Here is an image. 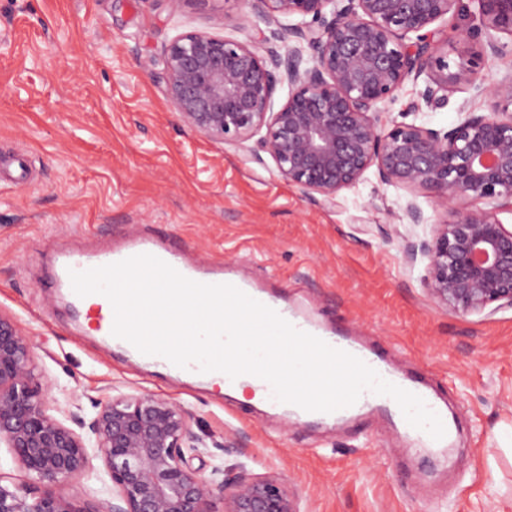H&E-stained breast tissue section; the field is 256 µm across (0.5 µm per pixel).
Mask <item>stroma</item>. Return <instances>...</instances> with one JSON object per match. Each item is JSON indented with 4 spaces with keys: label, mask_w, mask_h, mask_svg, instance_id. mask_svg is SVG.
I'll return each instance as SVG.
<instances>
[{
    "label": "stroma",
    "mask_w": 512,
    "mask_h": 512,
    "mask_svg": "<svg viewBox=\"0 0 512 512\" xmlns=\"http://www.w3.org/2000/svg\"><path fill=\"white\" fill-rule=\"evenodd\" d=\"M263 26L245 0H0V312L31 341L47 408L69 399L89 417L106 396L170 399L206 445L194 470L277 473L300 512H512V309L446 310L426 257L406 254L444 211L420 192L424 223H393L407 193L372 176L332 204L308 197L272 160L179 121L165 45ZM151 230L381 350L398 376L425 374L461 438L433 453L377 408L303 422L111 348L48 288L55 257Z\"/></svg>",
    "instance_id": "stroma-1"
}]
</instances>
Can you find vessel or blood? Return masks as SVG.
Instances as JSON below:
<instances>
[{
    "mask_svg": "<svg viewBox=\"0 0 512 512\" xmlns=\"http://www.w3.org/2000/svg\"><path fill=\"white\" fill-rule=\"evenodd\" d=\"M140 254L154 255L172 266L186 278L196 282L221 284L225 281L223 270L209 269L189 264L179 249L151 238H143L120 249L112 248L111 245L106 244L90 251L69 250L62 252L58 257L54 270L53 285L55 288L69 291V300L75 307L82 310L86 309L87 305H90L88 298L72 294L70 291V271H84L90 268L116 263ZM249 295L253 299L275 310L296 329L315 336L321 335L318 327L300 319L296 314L289 311L286 306L280 304L272 294L253 289L250 290ZM94 307L98 332L103 336L109 337L113 347L119 348L131 355L135 354L136 349L133 345L123 339L114 337L112 334L114 311L110 301L104 297L100 298L98 304L94 305ZM323 337L325 342L330 346L346 351L361 359L368 366L373 368L382 379L389 382L395 380L392 372L385 366L381 355L375 349L363 346L347 336L328 334L323 335ZM375 403L383 404L392 409L397 406L396 401L390 396L380 395L367 390L362 393L355 404L333 411L332 417L333 419L339 420L345 416L360 412Z\"/></svg>",
    "mask_w": 512,
    "mask_h": 512,
    "instance_id": "vessel-or-blood-1",
    "label": "vessel or blood"
}]
</instances>
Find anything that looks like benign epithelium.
<instances>
[{"label":"benign epithelium","instance_id":"benign-epithelium-1","mask_svg":"<svg viewBox=\"0 0 512 512\" xmlns=\"http://www.w3.org/2000/svg\"><path fill=\"white\" fill-rule=\"evenodd\" d=\"M266 29L241 41L188 31L164 49L163 80L181 121L220 144L256 140L278 175L328 202L373 173L412 195L393 215L422 224L413 194L426 191L452 216L407 245L428 260L425 283L461 315L512 308V72L476 84L484 51L512 37V0H468L485 46L451 70L438 22L459 0H245ZM423 80L405 115L385 117L403 86ZM474 87L483 105L435 129L422 107ZM28 335L0 313V444L33 475L19 486L0 475V512H298L277 475L213 470L204 479L186 454L200 453L191 415L149 393L98 404L82 434L50 415ZM101 453L112 500L80 503L57 489L92 470Z\"/></svg>","mask_w":512,"mask_h":512}]
</instances>
